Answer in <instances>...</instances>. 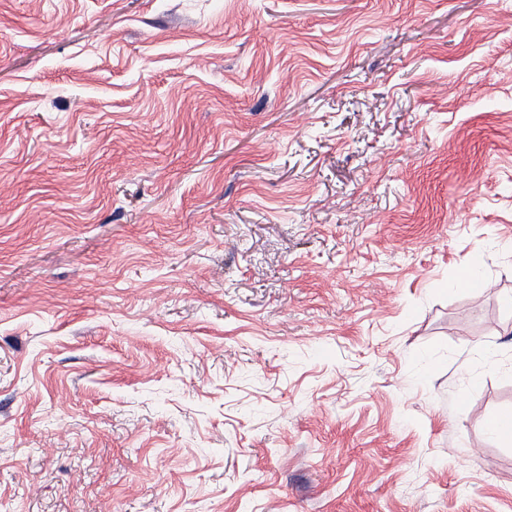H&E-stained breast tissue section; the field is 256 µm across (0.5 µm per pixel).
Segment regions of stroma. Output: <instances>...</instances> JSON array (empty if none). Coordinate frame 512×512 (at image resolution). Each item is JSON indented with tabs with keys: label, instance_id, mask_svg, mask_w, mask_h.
Masks as SVG:
<instances>
[{
	"label": "stroma",
	"instance_id": "obj_1",
	"mask_svg": "<svg viewBox=\"0 0 512 512\" xmlns=\"http://www.w3.org/2000/svg\"><path fill=\"white\" fill-rule=\"evenodd\" d=\"M510 297L512 0H0V512H512Z\"/></svg>",
	"mask_w": 512,
	"mask_h": 512
}]
</instances>
